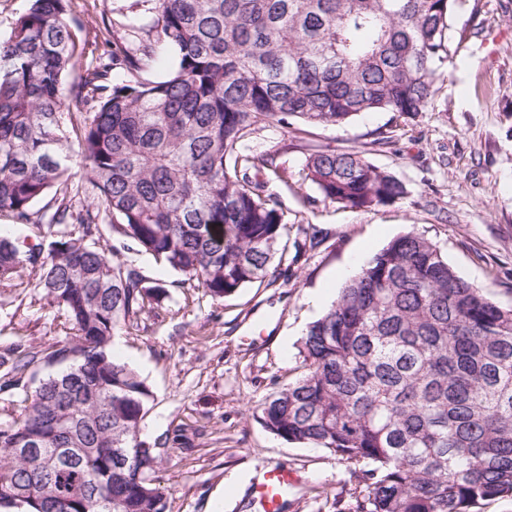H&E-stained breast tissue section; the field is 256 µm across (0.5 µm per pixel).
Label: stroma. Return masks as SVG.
Instances as JSON below:
<instances>
[{
  "mask_svg": "<svg viewBox=\"0 0 512 512\" xmlns=\"http://www.w3.org/2000/svg\"><path fill=\"white\" fill-rule=\"evenodd\" d=\"M153 0H71L69 20L86 53L71 73L108 61L97 37L107 27L130 47L152 38ZM456 57L442 68L425 112H375L334 129L299 121L256 131V150L288 168L276 191L288 209V239L314 245L284 256L270 286L212 300L188 276L139 254L135 263L165 281L169 297L145 308L116 338L125 362L153 394L140 436L162 443L155 477L168 512H255L250 485L261 471H299L285 512H354L361 486L353 463L288 442L263 424L262 408L303 372L298 351L308 326L336 299L354 261L416 231L496 302L512 306V0H466L454 18ZM359 150L409 189L396 203L346 209L317 201L302 181L306 158L324 149ZM62 311L18 281L0 282V346L48 347L63 339Z\"/></svg>",
  "mask_w": 512,
  "mask_h": 512,
  "instance_id": "obj_1",
  "label": "stroma"
}]
</instances>
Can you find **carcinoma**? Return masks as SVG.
I'll list each match as a JSON object with an SVG mask.
<instances>
[{
  "label": "carcinoma",
  "instance_id": "cac0c4a2",
  "mask_svg": "<svg viewBox=\"0 0 512 512\" xmlns=\"http://www.w3.org/2000/svg\"><path fill=\"white\" fill-rule=\"evenodd\" d=\"M156 38L67 82L78 45L69 0H31L0 38V211L36 228L0 236V281L62 310L72 335L0 353V391L20 396L0 426V512H166L158 446L139 437L153 395L114 359L112 339L167 289L123 250L151 255L214 300L270 280L286 253V182L276 154L249 145L289 119L342 128L361 114L423 112L452 53L463 0H153ZM170 53L146 76L156 47ZM125 79L112 81L113 67ZM70 98L88 109L62 112ZM93 198L69 223L82 187ZM303 181L343 208L408 195L361 151L309 155ZM52 213L34 217L49 192ZM121 246L100 244L101 226ZM305 371L265 403V427L364 464L357 512H483L512 497V306L463 279L422 234L397 236L311 323ZM44 367L56 371L39 379ZM60 458L48 472L15 449Z\"/></svg>",
  "mask_w": 512,
  "mask_h": 512
}]
</instances>
